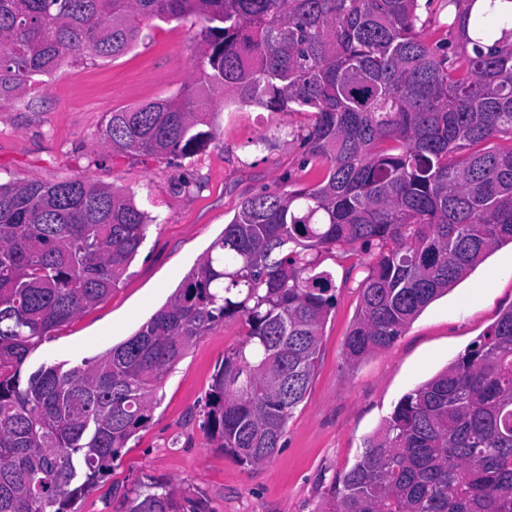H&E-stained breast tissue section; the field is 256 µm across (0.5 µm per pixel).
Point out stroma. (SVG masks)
<instances>
[{
  "label": "stroma",
  "mask_w": 512,
  "mask_h": 512,
  "mask_svg": "<svg viewBox=\"0 0 512 512\" xmlns=\"http://www.w3.org/2000/svg\"><path fill=\"white\" fill-rule=\"evenodd\" d=\"M192 20L149 22L146 38L116 60H76L0 104V182L84 179L130 194L157 221L118 286L57 327L29 369L73 367L125 341L160 309L205 256L241 201L287 190L303 148L304 112L228 105L195 85L200 53ZM195 91L207 99L215 136L174 160L111 149L100 139L109 113ZM372 252L319 257L336 278V305L322 330L313 383L290 418L284 446L263 466L242 465L203 428L206 396L225 352L245 338L241 320L207 331L168 372L146 426L127 442L111 475L85 491L74 512H126L162 484L196 512H330V489L380 433L397 401L445 370L512 307V244L491 250L431 302L390 347L344 363Z\"/></svg>",
  "instance_id": "stroma-1"
}]
</instances>
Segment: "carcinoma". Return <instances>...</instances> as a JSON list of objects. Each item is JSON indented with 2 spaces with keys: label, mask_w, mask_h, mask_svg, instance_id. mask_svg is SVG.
I'll use <instances>...</instances> for the list:
<instances>
[{
  "label": "carcinoma",
  "mask_w": 512,
  "mask_h": 512,
  "mask_svg": "<svg viewBox=\"0 0 512 512\" xmlns=\"http://www.w3.org/2000/svg\"><path fill=\"white\" fill-rule=\"evenodd\" d=\"M0 0V103L79 59L115 60L150 20L194 17L201 85L229 103L306 112L292 191L242 201L182 288L131 337L69 369L26 371L57 327L104 301L156 218L89 180L0 183V512H71L149 419L167 371L227 319L204 426L256 467L282 448L336 302L313 254L375 249L347 336L349 367L512 243V0ZM187 92L113 112L115 151L171 159L212 130ZM333 512H512V308L444 371L401 397L333 486ZM129 512H183L173 492Z\"/></svg>",
  "instance_id": "1"
}]
</instances>
